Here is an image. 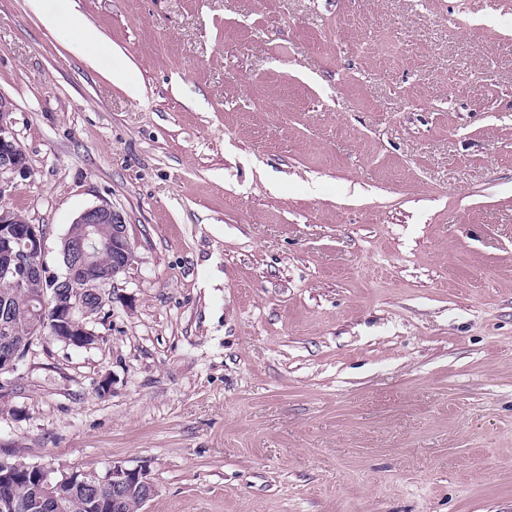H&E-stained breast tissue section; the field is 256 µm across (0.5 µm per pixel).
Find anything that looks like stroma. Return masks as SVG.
I'll use <instances>...</instances> for the list:
<instances>
[{"mask_svg":"<svg viewBox=\"0 0 512 512\" xmlns=\"http://www.w3.org/2000/svg\"><path fill=\"white\" fill-rule=\"evenodd\" d=\"M72 3L107 50L0 0V201L52 274L104 201L136 259L9 375L0 459L145 467L141 512H512V0ZM8 114L0 101V176L4 173L24 175L28 169L26 156L17 149V141L7 123Z\"/></svg>","mask_w":512,"mask_h":512,"instance_id":"stroma-1","label":"stroma"}]
</instances>
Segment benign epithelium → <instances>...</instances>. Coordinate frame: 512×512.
<instances>
[{
  "instance_id": "benign-epithelium-1",
  "label": "benign epithelium",
  "mask_w": 512,
  "mask_h": 512,
  "mask_svg": "<svg viewBox=\"0 0 512 512\" xmlns=\"http://www.w3.org/2000/svg\"><path fill=\"white\" fill-rule=\"evenodd\" d=\"M8 112L0 101V175L4 173L25 174L28 166L26 156L17 149V141L9 130ZM94 224L112 225V267L102 270L97 266L98 244L93 237ZM130 238L122 214L107 201L83 210L72 222L61 240L60 252L65 267L61 276L53 277L51 301L40 299L38 310L28 308L35 319L31 336L41 339L49 336L60 339L64 344L77 347L93 345L97 333L92 323L98 320L105 305L113 302L114 293L105 288L117 287L119 278L132 266L129 258ZM0 254L5 262L0 267V277L17 288L23 286V279L45 275V234L39 224L17 223L10 207L0 206ZM54 307H49V303ZM21 348L7 349L0 354V376L12 373L23 359ZM12 473L23 470L38 477L41 493L48 499L54 498L52 471L23 462H8L0 459V472ZM112 483V509L120 504L119 495L127 488L137 485L147 490L152 498L156 487L143 467L129 468L119 463L112 464L104 474H88L83 471L61 473V482L77 479L91 483L97 479Z\"/></svg>"
}]
</instances>
